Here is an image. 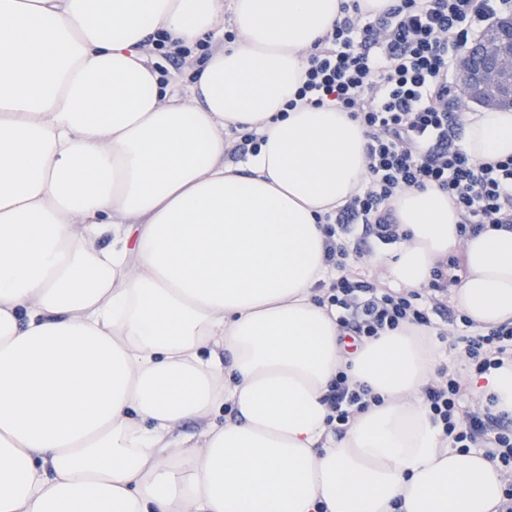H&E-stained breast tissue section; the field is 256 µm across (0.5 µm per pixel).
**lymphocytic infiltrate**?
Here are the masks:
<instances>
[{
	"label": "lymphocytic infiltrate",
	"mask_w": 512,
	"mask_h": 512,
	"mask_svg": "<svg viewBox=\"0 0 512 512\" xmlns=\"http://www.w3.org/2000/svg\"><path fill=\"white\" fill-rule=\"evenodd\" d=\"M512 12V0H392L380 15L359 0H342L340 16L315 44L288 110L326 104L346 112L366 138L367 176L344 204L319 216L324 258L335 272L314 300L356 344L405 324L426 327L450 342L453 357L422 397L452 448H479L508 479L499 512H512V417L473 398L466 379L512 362V323L480 327L447 314L448 289L466 273L462 253L436 262L428 286L391 287L368 256L407 238L392 202L409 189L447 193L461 237L512 231V157L480 162L461 147L472 119L454 95L465 50L487 26ZM365 384L338 371L324 403L326 424L343 435L354 417L380 403Z\"/></svg>",
	"instance_id": "lymphocytic-infiltrate-1"
}]
</instances>
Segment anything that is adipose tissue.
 <instances>
[{"label":"adipose tissue","instance_id":"ef3b65f1","mask_svg":"<svg viewBox=\"0 0 512 512\" xmlns=\"http://www.w3.org/2000/svg\"><path fill=\"white\" fill-rule=\"evenodd\" d=\"M339 13L0 0V512H496L498 462L443 447L421 398L439 342L405 327L348 354L313 300L317 217L364 179L365 139L347 113L285 105ZM160 32L210 44L185 86L147 53ZM238 124L265 138L242 169L224 162ZM462 147L511 156L512 110H481ZM394 209L392 284L423 287L459 249L452 303L512 320V232L461 240L433 188ZM342 368L382 402L338 437L323 398ZM471 388L512 416V364Z\"/></svg>","mask_w":512,"mask_h":512}]
</instances>
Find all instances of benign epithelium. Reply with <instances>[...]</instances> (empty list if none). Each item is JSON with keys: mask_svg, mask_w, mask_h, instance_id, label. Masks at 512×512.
<instances>
[{"mask_svg": "<svg viewBox=\"0 0 512 512\" xmlns=\"http://www.w3.org/2000/svg\"><path fill=\"white\" fill-rule=\"evenodd\" d=\"M465 99L489 109H512V17L498 21L457 66Z\"/></svg>", "mask_w": 512, "mask_h": 512, "instance_id": "1", "label": "benign epithelium"}]
</instances>
